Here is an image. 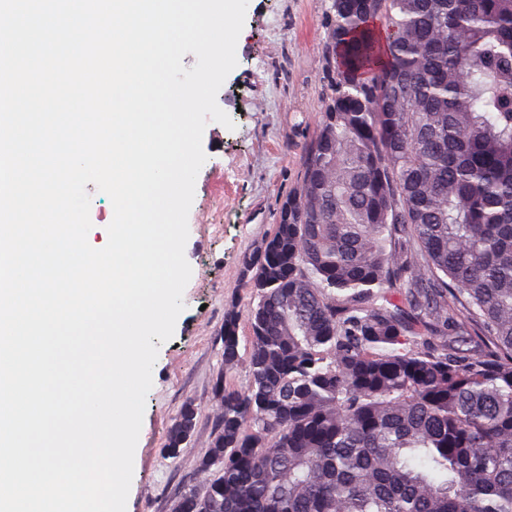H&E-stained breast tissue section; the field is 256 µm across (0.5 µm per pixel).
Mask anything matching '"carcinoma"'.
<instances>
[{
	"instance_id": "carcinoma-1",
	"label": "carcinoma",
	"mask_w": 512,
	"mask_h": 512,
	"mask_svg": "<svg viewBox=\"0 0 512 512\" xmlns=\"http://www.w3.org/2000/svg\"><path fill=\"white\" fill-rule=\"evenodd\" d=\"M329 13L322 121L242 261L249 386L216 382L177 512H512V0Z\"/></svg>"
}]
</instances>
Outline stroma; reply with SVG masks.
<instances>
[{
    "label": "stroma",
    "instance_id": "stroma-1",
    "mask_svg": "<svg viewBox=\"0 0 512 512\" xmlns=\"http://www.w3.org/2000/svg\"><path fill=\"white\" fill-rule=\"evenodd\" d=\"M329 7L330 0H248L237 65L217 93L235 127L211 121L204 129L206 160L185 246L192 275L174 334L160 344L153 367L126 512H174L187 485H203L198 462L220 412L215 382L225 378L239 392L248 387L245 364L224 368V316L231 308L240 313L239 338L247 340L242 259L272 232L319 127ZM188 401L196 408L195 429L173 456L169 432Z\"/></svg>",
    "mask_w": 512,
    "mask_h": 512
}]
</instances>
